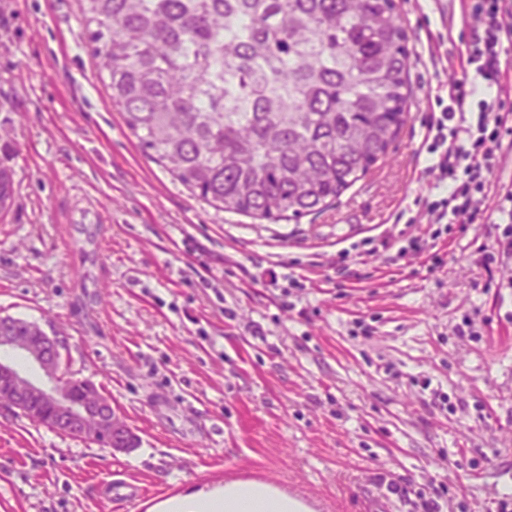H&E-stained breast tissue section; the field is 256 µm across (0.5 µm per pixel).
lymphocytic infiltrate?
<instances>
[{
    "instance_id": "obj_1",
    "label": "lymphocytic infiltrate",
    "mask_w": 512,
    "mask_h": 512,
    "mask_svg": "<svg viewBox=\"0 0 512 512\" xmlns=\"http://www.w3.org/2000/svg\"><path fill=\"white\" fill-rule=\"evenodd\" d=\"M464 21L472 31L462 55V79L449 89L448 105L431 122L427 151L436 171L439 198L426 202L429 223L486 224L484 205L497 150L511 132L512 0H465Z\"/></svg>"
}]
</instances>
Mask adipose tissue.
<instances>
[{"label":"adipose tissue","instance_id":"adipose-tissue-1","mask_svg":"<svg viewBox=\"0 0 512 512\" xmlns=\"http://www.w3.org/2000/svg\"><path fill=\"white\" fill-rule=\"evenodd\" d=\"M165 512H309L298 498L275 486L233 480L214 490H199L170 500Z\"/></svg>","mask_w":512,"mask_h":512}]
</instances>
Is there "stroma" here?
<instances>
[{
	"instance_id": "obj_1",
	"label": "stroma",
	"mask_w": 512,
	"mask_h": 512,
	"mask_svg": "<svg viewBox=\"0 0 512 512\" xmlns=\"http://www.w3.org/2000/svg\"><path fill=\"white\" fill-rule=\"evenodd\" d=\"M409 114L330 208L276 224L191 196L141 149L77 0H0V316L63 342L139 440L0 406V512H152L256 480L313 512H495L512 497L511 224H431L423 141L460 79L456 0H398ZM489 209L512 210V139ZM134 481L133 507L101 483Z\"/></svg>"
}]
</instances>
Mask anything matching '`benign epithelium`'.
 <instances>
[{
  "instance_id": "obj_1",
  "label": "benign epithelium",
  "mask_w": 512,
  "mask_h": 512,
  "mask_svg": "<svg viewBox=\"0 0 512 512\" xmlns=\"http://www.w3.org/2000/svg\"><path fill=\"white\" fill-rule=\"evenodd\" d=\"M2 349L22 353L40 369L46 382L35 383L13 364L0 360V403L20 413L47 416L54 430L78 439H95L106 433L112 449H127L132 433L120 417L110 414L108 400L90 389L75 397L72 384L59 375L56 338L4 328L0 330Z\"/></svg>"
}]
</instances>
